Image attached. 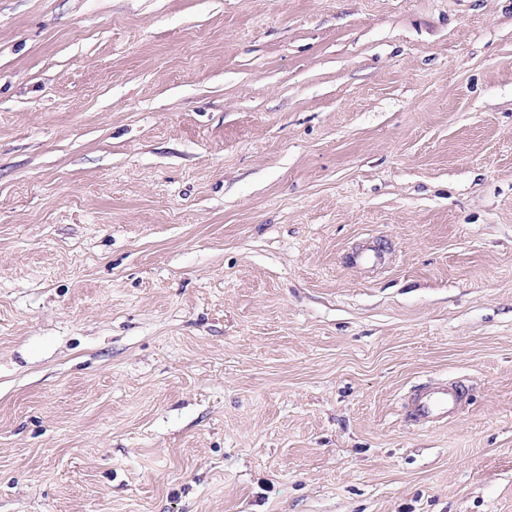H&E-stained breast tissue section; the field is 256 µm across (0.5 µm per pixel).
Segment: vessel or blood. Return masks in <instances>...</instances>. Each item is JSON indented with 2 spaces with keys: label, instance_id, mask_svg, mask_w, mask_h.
Masks as SVG:
<instances>
[{
  "label": "vessel or blood",
  "instance_id": "b4317fda",
  "mask_svg": "<svg viewBox=\"0 0 512 512\" xmlns=\"http://www.w3.org/2000/svg\"><path fill=\"white\" fill-rule=\"evenodd\" d=\"M470 396L466 386L442 383L414 389L407 397V417L415 424H440L454 418Z\"/></svg>",
  "mask_w": 512,
  "mask_h": 512
}]
</instances>
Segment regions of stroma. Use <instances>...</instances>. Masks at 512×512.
Segmentation results:
<instances>
[{
    "label": "stroma",
    "instance_id": "1",
    "mask_svg": "<svg viewBox=\"0 0 512 512\" xmlns=\"http://www.w3.org/2000/svg\"><path fill=\"white\" fill-rule=\"evenodd\" d=\"M0 512H512V0H0ZM469 396V388L456 383L416 388L407 397L408 420L415 424L445 423L459 414Z\"/></svg>",
    "mask_w": 512,
    "mask_h": 512
}]
</instances>
